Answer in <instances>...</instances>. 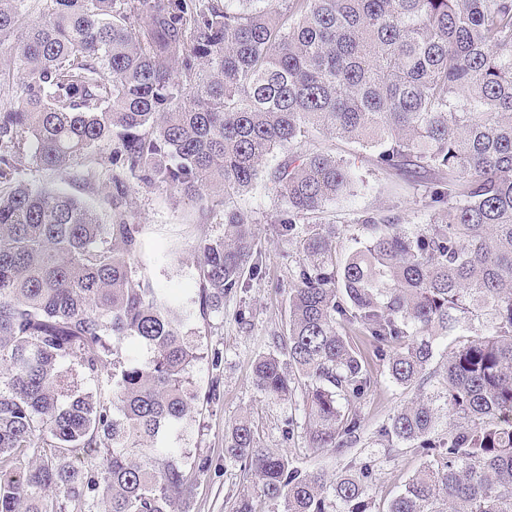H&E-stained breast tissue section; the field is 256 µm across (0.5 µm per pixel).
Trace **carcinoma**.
Returning <instances> with one entry per match:
<instances>
[{"instance_id": "1", "label": "carcinoma", "mask_w": 512, "mask_h": 512, "mask_svg": "<svg viewBox=\"0 0 512 512\" xmlns=\"http://www.w3.org/2000/svg\"><path fill=\"white\" fill-rule=\"evenodd\" d=\"M26 7L0 0L3 66L20 74L0 112V512H180L188 457L158 439L191 428V313L136 275L127 179L207 208L263 176L291 241L304 215L352 193L342 161L299 151L315 134L428 181L431 215L416 232L362 217L363 242L343 262L342 226L311 229L257 388L289 400L307 382L311 447L344 452L371 387L347 332L392 382L420 389L436 337L477 319L482 332L438 374L448 416L467 425L431 440L437 408L420 395L379 429L391 448L442 459L388 512H512V0H43L29 21ZM104 147L110 224L15 177L30 149L45 170L83 166L94 186ZM194 254L200 304L214 311L262 269L251 215L228 205L224 237ZM130 339L147 361L122 359ZM75 366L93 382L112 372V389L79 388ZM224 453L284 512H370L367 465L329 481L257 447L246 419Z\"/></svg>"}]
</instances>
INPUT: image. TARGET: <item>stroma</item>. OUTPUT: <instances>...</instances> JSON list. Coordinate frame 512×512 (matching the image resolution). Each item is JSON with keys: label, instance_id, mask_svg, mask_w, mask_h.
Listing matches in <instances>:
<instances>
[{"label": "stroma", "instance_id": "35a3bbf8", "mask_svg": "<svg viewBox=\"0 0 512 512\" xmlns=\"http://www.w3.org/2000/svg\"><path fill=\"white\" fill-rule=\"evenodd\" d=\"M315 149L344 160L356 176L352 195L344 202L326 204L309 222L345 225L336 241V257L344 259L361 235L359 216L381 214L414 230L428 220L426 206L429 184L422 179L402 178L384 170L374 150L327 136L316 138ZM18 176L34 187H62L89 202L104 223L114 216L112 199L90 191L75 177L74 170L49 171L36 166L30 153L17 161ZM128 199L133 220L142 227L143 252L136 267L138 277L173 298L192 312L187 326L189 340L198 354L190 382L198 398L193 428L180 440L188 456L208 460L207 471L193 473V489L183 504L184 512H231L236 498L253 492L255 479L238 464L225 461V436L241 418L252 421L260 447L287 455L292 465L319 469L327 477L368 462L373 478L368 496L373 512H388L390 502L403 492L427 458L412 444L387 447L378 436L380 427L392 414L415 398L417 392L440 395L437 381L423 390L404 388L391 382L382 363L371 362L372 385L359 407L363 427L357 443L342 454L310 448L304 414L306 394L297 389L292 400H273L255 385L253 367L260 356L275 352L274 338L286 330L288 280L299 257L298 242L283 240L274 222L285 209L282 197L266 181H257L245 194L233 197L237 207L252 212L259 246L263 252V272L246 287L224 298L220 311H201L199 282L193 249L203 240L224 235V208L201 206L180 194L130 181ZM221 355L220 368H213L214 355ZM216 399H209V392ZM292 438H284L285 429Z\"/></svg>", "mask_w": 512, "mask_h": 512}]
</instances>
